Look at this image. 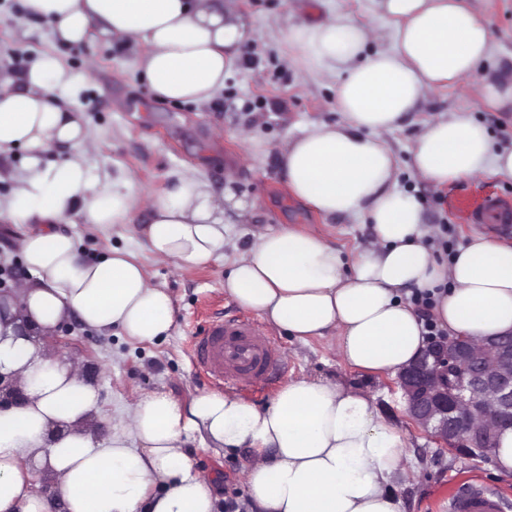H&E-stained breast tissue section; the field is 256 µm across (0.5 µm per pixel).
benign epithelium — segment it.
<instances>
[{
  "instance_id": "7a95c632",
  "label": "benign epithelium",
  "mask_w": 512,
  "mask_h": 512,
  "mask_svg": "<svg viewBox=\"0 0 512 512\" xmlns=\"http://www.w3.org/2000/svg\"><path fill=\"white\" fill-rule=\"evenodd\" d=\"M410 421L452 455L495 447L512 426V335L437 336L397 375Z\"/></svg>"
}]
</instances>
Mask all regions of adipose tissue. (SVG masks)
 <instances>
[{
	"label": "adipose tissue",
	"instance_id": "1",
	"mask_svg": "<svg viewBox=\"0 0 512 512\" xmlns=\"http://www.w3.org/2000/svg\"><path fill=\"white\" fill-rule=\"evenodd\" d=\"M23 21L48 25L60 42L92 31L128 46L156 99L204 103L257 35L224 0H22ZM374 23L336 10L293 13L286 40L305 73L335 80L340 119L288 140L280 166L293 196L324 216L371 225L352 260L313 229L280 226L235 249L226 209L252 214L232 191L180 174L159 193L93 172L92 135L62 99L72 78L58 59L0 76V163L29 153L0 197V222L30 224L20 248L33 279L0 296V375L21 399L0 409V512H216L210 477L195 471L187 446L249 448L247 512H403L396 485L415 474L405 433L381 416L375 397L323 378L285 384L258 407L232 393L182 402L169 392H133L100 436L98 391L73 361L38 339L68 318L150 342L169 335L171 295L153 285L132 248L101 261L83 258L64 225L72 215L107 227L150 220L139 234L149 252L189 273L228 259L225 292L300 341L332 337L336 355L372 375L397 374L427 346L410 301L430 291L431 318L448 335L512 334V246L472 235L444 257L431 243L422 204L402 190L386 136L424 110L430 95L458 83L488 108L512 106V77L484 68L496 50L487 23L468 0H373ZM72 148L45 162L46 152ZM411 166L441 187L488 172L512 179V148L496 146L467 110L423 121ZM53 484L33 488L35 471Z\"/></svg>",
	"mask_w": 512,
	"mask_h": 512
}]
</instances>
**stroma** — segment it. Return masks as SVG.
Masks as SVG:
<instances>
[{"instance_id": "obj_1", "label": "stroma", "mask_w": 512, "mask_h": 512, "mask_svg": "<svg viewBox=\"0 0 512 512\" xmlns=\"http://www.w3.org/2000/svg\"><path fill=\"white\" fill-rule=\"evenodd\" d=\"M497 38V50L486 68L489 73L512 72V0H472ZM235 12L254 22L259 34L245 62L224 77V89L204 105L158 101L141 76L137 59L141 48L127 47L95 34L80 44H62L42 24L19 21L22 0H0V72L19 74L45 54L56 56L76 78L69 97L93 132L89 162L131 180L140 192L162 191L172 173L189 171L204 177L215 192L232 187L239 198L253 203L255 217L241 223L237 214L229 222L241 240L268 227H316L334 246L353 253L371 236L370 225L343 217L322 216L287 190L278 164L281 146L301 130L318 123H335L333 82L298 73L288 60L283 35L291 11L317 14L321 0H234ZM467 108L496 144H512V112L478 106L462 84L436 91L425 115H439ZM260 126L269 150L255 162L245 157L244 130ZM419 131L418 119L405 122L387 141L400 161L399 184L424 206L428 224L455 227L456 245L476 233L498 237L512 244V233L497 234L482 224H459L448 209L451 192L481 181L504 196H512V180L487 173L443 187L418 178L408 163V151ZM139 210L131 223L99 229L73 217L68 229L77 238L83 256L99 261L112 248L134 247L137 259L154 285L167 289L175 307L170 335L152 342H134L119 330L99 331L71 318L60 324L47 342L48 350L74 360L99 391L103 416L133 391L162 389L187 401L210 391L211 386L190 360V344L198 327L211 316L242 315L243 310L224 292L227 269L216 261L191 273L156 260L139 242L137 231L147 222ZM26 227L0 223V265L11 273L8 290L30 281L19 241ZM273 344L284 357V380L301 376L328 377L345 385L366 389L376 397L378 412L407 431L410 454L418 470L416 479L404 484L399 495L404 512H434L443 490L454 480L478 475L485 483L501 486L512 495V476L493 473L490 465L466 456L439 452L437 445L405 412L395 379L352 369L335 356L330 339L298 341L268 327ZM188 455L196 470L217 474L220 503L244 501V472L252 458L248 448L214 451L190 444Z\"/></svg>"}]
</instances>
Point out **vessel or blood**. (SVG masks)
I'll use <instances>...</instances> for the list:
<instances>
[{"instance_id": "b4317fda", "label": "vessel or blood", "mask_w": 512, "mask_h": 512, "mask_svg": "<svg viewBox=\"0 0 512 512\" xmlns=\"http://www.w3.org/2000/svg\"><path fill=\"white\" fill-rule=\"evenodd\" d=\"M450 211L466 224L512 225V198L487 187L449 194ZM191 358L216 386L240 390L270 387L281 371L278 349L266 330L241 316H216L191 342ZM448 512H512V498L469 478L448 492Z\"/></svg>"}]
</instances>
